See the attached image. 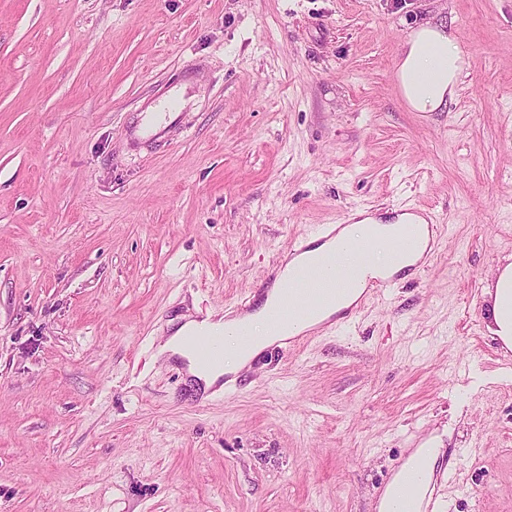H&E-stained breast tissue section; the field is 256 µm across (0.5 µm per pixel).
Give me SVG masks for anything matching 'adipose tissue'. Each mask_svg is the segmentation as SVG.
<instances>
[{"label":"adipose tissue","instance_id":"ef3b65f1","mask_svg":"<svg viewBox=\"0 0 512 512\" xmlns=\"http://www.w3.org/2000/svg\"><path fill=\"white\" fill-rule=\"evenodd\" d=\"M470 59L457 39L448 33L444 24L427 21L411 29L396 64L395 81L401 97L410 111L438 112L443 110L457 91L460 78L469 68ZM428 244V230L423 219L408 215L391 221L372 217L341 228L336 238L308 252L292 257L280 272L288 278L300 264L332 254L337 267L354 270L359 281L387 272H401L403 266L422 256ZM489 299L486 329L490 336L512 349V256L500 262L492 271L486 288ZM252 345L243 347L238 338L224 339L221 362L202 367L196 364L183 343L184 336L198 328L224 327L223 316L207 313L201 317H186L158 347L159 354L185 360L187 372L202 390H210L224 375L241 370L249 353L261 350L276 339L266 315L245 316ZM443 454L441 442L428 441L417 449L411 463L418 477L415 487L406 486L401 476H393L380 495L378 512H413L415 501L423 500L433 479L435 467Z\"/></svg>","mask_w":512,"mask_h":512}]
</instances>
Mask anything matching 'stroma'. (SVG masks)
<instances>
[{"instance_id":"obj_1","label":"stroma","mask_w":512,"mask_h":512,"mask_svg":"<svg viewBox=\"0 0 512 512\" xmlns=\"http://www.w3.org/2000/svg\"><path fill=\"white\" fill-rule=\"evenodd\" d=\"M432 18L471 66L413 112L395 65ZM413 207L427 267L244 390L157 357L290 242ZM509 255L512 0H0V512H376L433 435V512H512ZM489 299L486 329L490 336L512 349V255L491 272L486 288Z\"/></svg>"}]
</instances>
